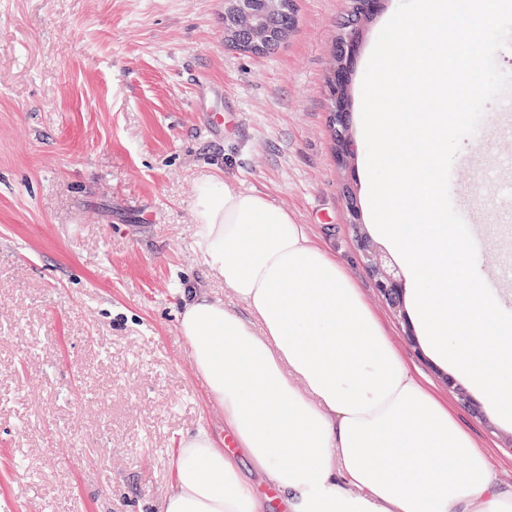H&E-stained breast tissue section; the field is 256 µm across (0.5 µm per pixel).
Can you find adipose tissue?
Masks as SVG:
<instances>
[{"label":"adipose tissue","instance_id":"1","mask_svg":"<svg viewBox=\"0 0 512 512\" xmlns=\"http://www.w3.org/2000/svg\"><path fill=\"white\" fill-rule=\"evenodd\" d=\"M202 263L255 324L185 290L178 328L237 453L201 429L180 440L158 512H512L488 457L400 358L345 265L258 192L201 179Z\"/></svg>","mask_w":512,"mask_h":512}]
</instances>
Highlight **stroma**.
Masks as SVG:
<instances>
[{
    "instance_id": "1",
    "label": "stroma",
    "mask_w": 512,
    "mask_h": 512,
    "mask_svg": "<svg viewBox=\"0 0 512 512\" xmlns=\"http://www.w3.org/2000/svg\"><path fill=\"white\" fill-rule=\"evenodd\" d=\"M362 31L349 123L376 38ZM347 0H296L274 52L224 39V0H0V512H155L181 437L226 440L178 330L195 288L247 316L195 248L200 176L265 194L342 260L403 361L447 400L512 482V423L459 402L418 353L356 247L324 78ZM450 179L481 188L487 255L512 265V194L488 182L512 152V97L491 102Z\"/></svg>"
}]
</instances>
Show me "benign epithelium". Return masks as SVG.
Listing matches in <instances>:
<instances>
[{
	"label": "benign epithelium",
	"instance_id": "obj_1",
	"mask_svg": "<svg viewBox=\"0 0 512 512\" xmlns=\"http://www.w3.org/2000/svg\"><path fill=\"white\" fill-rule=\"evenodd\" d=\"M385 0H350V10L363 23L378 14ZM256 0H224L225 40L241 50L251 49L260 55L270 41V33L257 19ZM361 29L340 33L336 38V70L329 75L326 92L336 102L331 115L332 129L336 130V161L342 168H348L356 155V144L349 133L346 113L349 112V96L346 91L349 71L360 46ZM345 207L356 238V247L366 271L373 277L375 286L385 302L401 320L406 315L401 305L403 277L391 257L362 231L356 194L351 187H345Z\"/></svg>",
	"mask_w": 512,
	"mask_h": 512
}]
</instances>
